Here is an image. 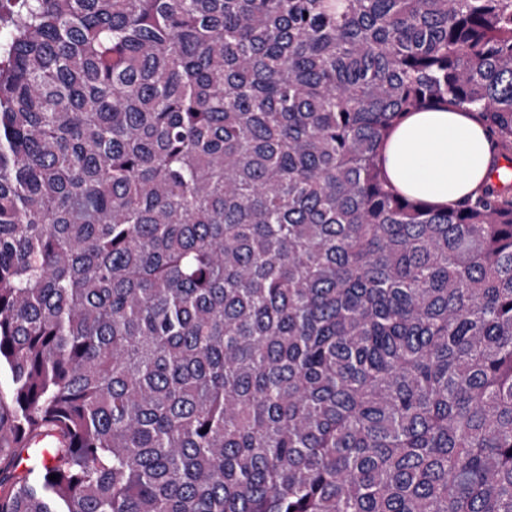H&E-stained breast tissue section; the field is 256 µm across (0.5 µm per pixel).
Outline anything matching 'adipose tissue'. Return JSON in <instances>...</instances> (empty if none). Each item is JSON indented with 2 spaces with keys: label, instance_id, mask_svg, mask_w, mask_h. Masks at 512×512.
Instances as JSON below:
<instances>
[{
  "label": "adipose tissue",
  "instance_id": "obj_1",
  "mask_svg": "<svg viewBox=\"0 0 512 512\" xmlns=\"http://www.w3.org/2000/svg\"><path fill=\"white\" fill-rule=\"evenodd\" d=\"M392 186L445 209L484 186L498 163L496 144L474 112H415L380 146Z\"/></svg>",
  "mask_w": 512,
  "mask_h": 512
}]
</instances>
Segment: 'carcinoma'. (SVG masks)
I'll return each instance as SVG.
<instances>
[{"label":"carcinoma","mask_w":512,"mask_h":512,"mask_svg":"<svg viewBox=\"0 0 512 512\" xmlns=\"http://www.w3.org/2000/svg\"><path fill=\"white\" fill-rule=\"evenodd\" d=\"M2 16L0 512H512V183L379 161L448 106L512 154V0Z\"/></svg>","instance_id":"obj_1"}]
</instances>
